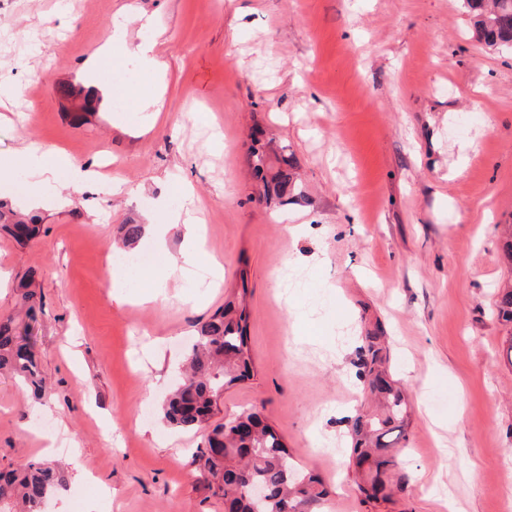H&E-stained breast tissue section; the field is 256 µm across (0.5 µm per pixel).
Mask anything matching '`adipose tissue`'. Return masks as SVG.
<instances>
[{"instance_id": "obj_1", "label": "adipose tissue", "mask_w": 512, "mask_h": 512, "mask_svg": "<svg viewBox=\"0 0 512 512\" xmlns=\"http://www.w3.org/2000/svg\"><path fill=\"white\" fill-rule=\"evenodd\" d=\"M136 57L147 75L150 88L139 89L132 94L131 102L136 111H152L159 102L157 86L163 81V71L155 54V46L151 43L134 45L126 37V25L114 22L112 34L107 43L95 55L93 62L96 70H104L106 66L120 63L124 58ZM95 174L92 170L72 164L68 158L56 151L28 142L18 148L11 159L0 162V189L10 192L15 198L19 209L31 210L42 207L43 192L55 184H65L75 188L94 185ZM158 211L166 215L165 223L150 220L147 231L156 241L158 248H165V224L183 225L184 243L178 259L173 260V267L183 271H191L198 248V234L195 224L186 222L182 211L169 210L166 197H159Z\"/></svg>"}]
</instances>
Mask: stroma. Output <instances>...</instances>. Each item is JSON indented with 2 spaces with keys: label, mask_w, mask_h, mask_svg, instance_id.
<instances>
[{
  "label": "stroma",
  "mask_w": 512,
  "mask_h": 512,
  "mask_svg": "<svg viewBox=\"0 0 512 512\" xmlns=\"http://www.w3.org/2000/svg\"><path fill=\"white\" fill-rule=\"evenodd\" d=\"M116 19L164 64L155 124L68 96ZM256 133L290 156L293 201L260 195ZM25 136L115 186H50L38 238L0 232V315L20 279L41 293L49 382L38 397L0 371V471L60 463L63 497L43 512H224L191 463L207 429L171 428L160 405L197 323L229 299L251 376L210 423L260 412L322 480L324 512H512V325L495 310L512 283V51L478 44L461 0H0V156ZM185 185L195 272L216 261L222 281L174 274L158 298L160 261L113 300L124 224L162 195L179 207ZM376 328L410 404L386 502L360 492L350 459Z\"/></svg>",
  "instance_id": "35a3bbf8"
}]
</instances>
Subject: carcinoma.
<instances>
[{
    "label": "carcinoma",
    "instance_id": "obj_1",
    "mask_svg": "<svg viewBox=\"0 0 512 512\" xmlns=\"http://www.w3.org/2000/svg\"><path fill=\"white\" fill-rule=\"evenodd\" d=\"M476 40L491 50H512V0H462ZM254 170L268 196H280L292 187L293 174L282 169L269 173L265 145L254 141L251 148ZM0 229L24 244L40 233L35 218L21 219L13 209L0 204ZM37 293L23 284L18 305L24 315L0 316V370H10L38 392H44L43 378L35 349L33 329L37 327ZM498 316L512 322V289L501 292ZM244 310L228 301L197 330L196 341L187 356L182 375L164 398V420L183 429H200L209 423L224 389L250 375L251 355L246 336ZM363 379L383 407L373 419L359 413L352 426V454L363 484L361 492L370 499L390 498L388 472L395 466L386 437L403 429L408 402L385 370V346L375 330L365 337ZM192 465L204 476L220 470L224 483L213 494L224 498L229 512H318L328 495L317 477L298 470L281 436L253 410H243L216 425L206 445L196 449ZM261 483L268 496L254 504L250 486ZM65 485L61 473L44 464H30L22 472L0 473V501L19 495L23 512H42L48 496Z\"/></svg>",
    "mask_w": 512,
    "mask_h": 512
}]
</instances>
